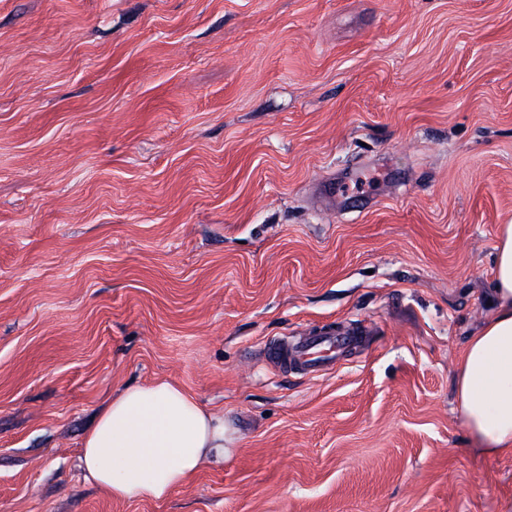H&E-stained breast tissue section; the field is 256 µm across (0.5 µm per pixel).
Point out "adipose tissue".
Masks as SVG:
<instances>
[{"instance_id": "obj_1", "label": "adipose tissue", "mask_w": 512, "mask_h": 512, "mask_svg": "<svg viewBox=\"0 0 512 512\" xmlns=\"http://www.w3.org/2000/svg\"><path fill=\"white\" fill-rule=\"evenodd\" d=\"M491 320L468 338L455 375L460 419L484 452L512 450V224L496 245ZM224 415L166 378L129 386L82 440L87 478L112 498L161 501L189 486L203 464H223Z\"/></svg>"}]
</instances>
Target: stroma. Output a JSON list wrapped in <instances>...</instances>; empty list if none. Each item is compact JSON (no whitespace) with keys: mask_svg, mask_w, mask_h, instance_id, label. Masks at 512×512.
Wrapping results in <instances>:
<instances>
[{"mask_svg":"<svg viewBox=\"0 0 512 512\" xmlns=\"http://www.w3.org/2000/svg\"><path fill=\"white\" fill-rule=\"evenodd\" d=\"M503 224L512 0H0V512H512L454 388ZM159 377L230 456L113 499L82 437ZM360 343V336L349 330L318 329L293 342H269L265 359L279 369L320 376L336 367L346 353Z\"/></svg>","mask_w":512,"mask_h":512,"instance_id":"1","label":"stroma"}]
</instances>
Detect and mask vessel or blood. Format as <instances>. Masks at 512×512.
<instances>
[{"instance_id": "vessel-or-blood-1", "label": "vessel or blood", "mask_w": 512, "mask_h": 512, "mask_svg": "<svg viewBox=\"0 0 512 512\" xmlns=\"http://www.w3.org/2000/svg\"><path fill=\"white\" fill-rule=\"evenodd\" d=\"M359 343L354 332L321 328L293 342L266 343L264 356L277 368L319 376L334 369L337 361Z\"/></svg>"}]
</instances>
